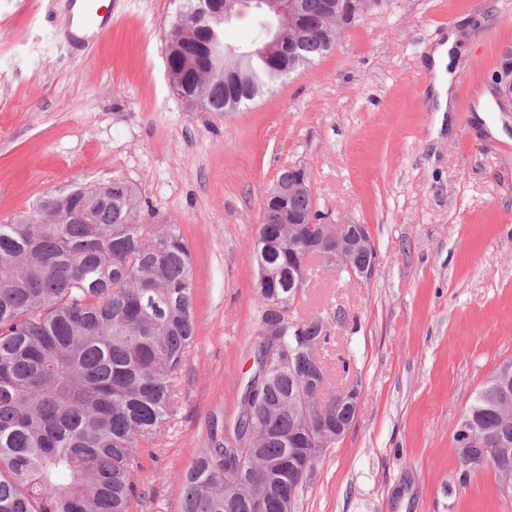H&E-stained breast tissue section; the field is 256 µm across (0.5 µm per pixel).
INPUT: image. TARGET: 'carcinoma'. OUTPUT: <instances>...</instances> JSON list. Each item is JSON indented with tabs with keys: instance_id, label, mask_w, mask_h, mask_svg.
Returning a JSON list of instances; mask_svg holds the SVG:
<instances>
[{
	"instance_id": "1",
	"label": "carcinoma",
	"mask_w": 512,
	"mask_h": 512,
	"mask_svg": "<svg viewBox=\"0 0 512 512\" xmlns=\"http://www.w3.org/2000/svg\"><path fill=\"white\" fill-rule=\"evenodd\" d=\"M300 11L278 26L269 58L241 62L232 83L193 67L191 59L253 0H224V19L208 29L188 17L171 24L165 56L171 82L186 87L192 112H236L271 83L311 63L340 30L380 0H298ZM495 93L512 87V49L491 75ZM277 183L291 188L288 207L270 198L259 232L273 237L295 220H321L308 182L293 167ZM54 195L29 216L0 224V512H129L136 495L137 449L155 443L179 406L177 374L196 338L192 257L177 225L154 223L129 183L69 192L60 219ZM300 248L283 243L266 258L274 276L268 300L299 287ZM309 261H314L310 256ZM299 348L288 368L257 357L265 337L253 336L254 370L244 392L264 380V400L238 415L234 434L246 449L245 475L265 486L262 509L245 494H224V436L213 429L183 476L180 512H278L288 496V468L306 448L331 447L323 430L336 414L331 373L318 355L333 346L324 314H294ZM308 401H303V396ZM454 441L459 463L471 435L484 442L487 465L512 442V401L499 399L497 377L484 383L463 414Z\"/></svg>"
}]
</instances>
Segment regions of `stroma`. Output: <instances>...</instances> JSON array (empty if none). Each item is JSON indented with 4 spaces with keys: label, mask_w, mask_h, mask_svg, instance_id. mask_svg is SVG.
<instances>
[{
    "label": "stroma",
    "mask_w": 512,
    "mask_h": 512,
    "mask_svg": "<svg viewBox=\"0 0 512 512\" xmlns=\"http://www.w3.org/2000/svg\"><path fill=\"white\" fill-rule=\"evenodd\" d=\"M180 0H106L102 37L69 0H0V223L45 194L120 179L192 252L195 345L179 413L137 450L129 512H180L212 423L233 424L252 365V242L281 168L304 166L324 223L367 225L371 277L322 266L298 300L327 313L333 387L355 420L293 512H503L494 472L463 469L454 434L512 360V112L490 74L512 0H382L321 58L237 112H191L165 66ZM457 37L455 110L437 119L428 50ZM350 359L343 374L340 358Z\"/></svg>",
    "instance_id": "1"
}]
</instances>
